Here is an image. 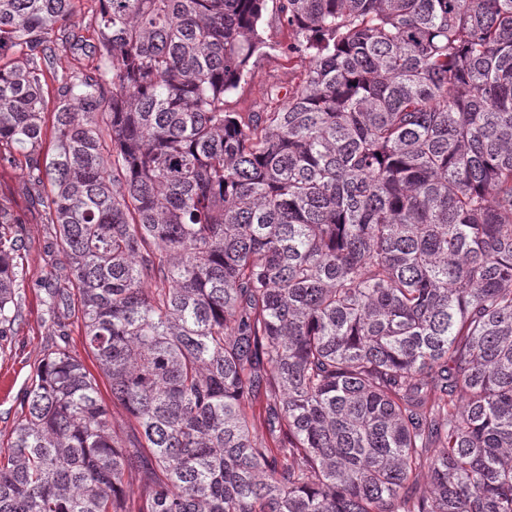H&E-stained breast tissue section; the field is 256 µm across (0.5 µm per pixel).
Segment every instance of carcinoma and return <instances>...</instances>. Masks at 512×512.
<instances>
[{
	"mask_svg": "<svg viewBox=\"0 0 512 512\" xmlns=\"http://www.w3.org/2000/svg\"><path fill=\"white\" fill-rule=\"evenodd\" d=\"M72 2L0 0V162L139 436L58 322L0 512H512V0H95L48 112ZM269 8L301 78L230 112ZM26 263L0 203V347ZM59 46L56 50V57L53 64L55 71L58 74L62 72H70L72 70H86L89 71L91 61L87 58L73 56L68 50L62 47L61 41H58ZM77 316L79 315L77 313L76 307V313L74 314L72 312V316L69 320H67L69 323L68 328L71 338V349L74 350L78 357L84 362L86 367L97 378L102 395L110 405L113 422L115 423L118 432L126 439L127 445L130 446V444L136 443L134 438L136 423L127 417L126 413L121 407L112 406L108 383L103 378V376L100 375L98 369L96 368L93 356L85 350L83 338L81 335V321L79 318L77 319Z\"/></svg>",
	"mask_w": 512,
	"mask_h": 512,
	"instance_id": "carcinoma-1",
	"label": "carcinoma"
}]
</instances>
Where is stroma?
Returning <instances> with one entry per match:
<instances>
[{"label": "stroma", "mask_w": 512, "mask_h": 512, "mask_svg": "<svg viewBox=\"0 0 512 512\" xmlns=\"http://www.w3.org/2000/svg\"><path fill=\"white\" fill-rule=\"evenodd\" d=\"M248 83L241 85L228 99L233 112L261 111L266 86H281L296 79L297 71L288 67L278 52L270 50L254 58ZM28 180L27 158L16 151L15 160L0 164V201L19 220V233L28 254L23 321L15 336L0 349V448H7L19 422L21 401L30 387L35 369L45 350L58 339L57 327L48 312V288L62 281L65 258L52 251L53 230L45 224L41 207L35 205L24 185Z\"/></svg>", "instance_id": "stroma-1"}]
</instances>
